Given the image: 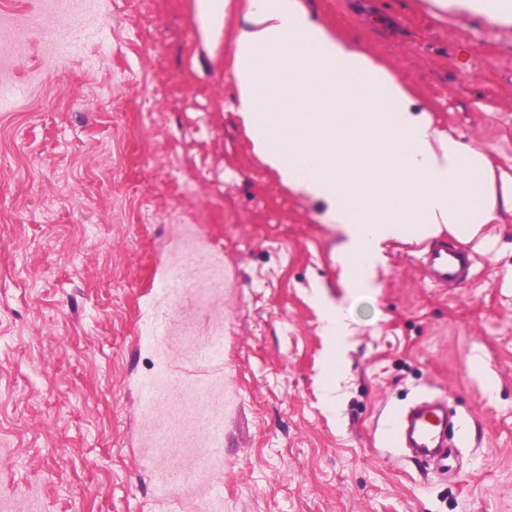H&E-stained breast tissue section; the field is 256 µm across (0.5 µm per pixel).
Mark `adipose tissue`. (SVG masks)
<instances>
[{"instance_id": "1", "label": "adipose tissue", "mask_w": 512, "mask_h": 512, "mask_svg": "<svg viewBox=\"0 0 512 512\" xmlns=\"http://www.w3.org/2000/svg\"><path fill=\"white\" fill-rule=\"evenodd\" d=\"M234 110L255 153L320 201L350 288H371L390 240L448 232L497 242L512 176L436 127L412 91L319 23L307 0H245L233 41Z\"/></svg>"}]
</instances>
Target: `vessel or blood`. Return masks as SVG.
I'll return each mask as SVG.
<instances>
[{
	"label": "vessel or blood",
	"instance_id": "vessel-or-blood-1",
	"mask_svg": "<svg viewBox=\"0 0 512 512\" xmlns=\"http://www.w3.org/2000/svg\"><path fill=\"white\" fill-rule=\"evenodd\" d=\"M420 263L431 285L451 288L465 281L471 257L466 249L443 245L424 254ZM450 427L447 398L424 399L394 415L390 438L424 461L444 453Z\"/></svg>",
	"mask_w": 512,
	"mask_h": 512
}]
</instances>
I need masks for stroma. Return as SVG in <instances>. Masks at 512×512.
I'll return each instance as SVG.
<instances>
[{
    "instance_id": "stroma-1",
    "label": "stroma",
    "mask_w": 512,
    "mask_h": 512,
    "mask_svg": "<svg viewBox=\"0 0 512 512\" xmlns=\"http://www.w3.org/2000/svg\"><path fill=\"white\" fill-rule=\"evenodd\" d=\"M229 3L208 45L195 0H0V512H512V215L458 287L431 240L342 287L233 110ZM309 6L512 175V23ZM426 393L465 423L448 468L388 442ZM420 264L426 271L425 279L436 288H451L462 284L471 263L467 249L443 245L424 254ZM325 334L329 337L334 348L350 336V327L342 310L338 307L328 312L325 318Z\"/></svg>"
}]
</instances>
